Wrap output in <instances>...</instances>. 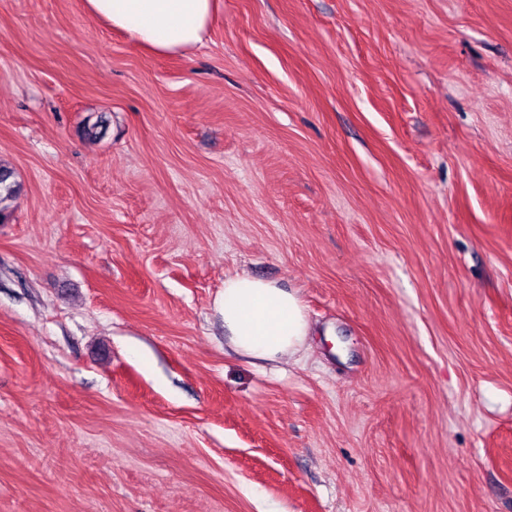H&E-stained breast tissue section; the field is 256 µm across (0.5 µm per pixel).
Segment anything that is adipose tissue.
<instances>
[{
	"instance_id": "1",
	"label": "adipose tissue",
	"mask_w": 512,
	"mask_h": 512,
	"mask_svg": "<svg viewBox=\"0 0 512 512\" xmlns=\"http://www.w3.org/2000/svg\"><path fill=\"white\" fill-rule=\"evenodd\" d=\"M87 13L158 55L198 47L215 0H85ZM224 332L234 351L262 361L300 354L310 326L296 291L245 273L224 280Z\"/></svg>"
}]
</instances>
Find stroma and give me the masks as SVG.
<instances>
[{
	"label": "stroma",
	"mask_w": 512,
	"mask_h": 512,
	"mask_svg": "<svg viewBox=\"0 0 512 512\" xmlns=\"http://www.w3.org/2000/svg\"><path fill=\"white\" fill-rule=\"evenodd\" d=\"M0 166V512H512V0H0ZM96 21L125 33L157 55H185L198 47L215 0H85ZM224 334L234 351L262 361L300 354L310 326L296 291L236 273L224 279Z\"/></svg>",
	"instance_id": "stroma-1"
}]
</instances>
